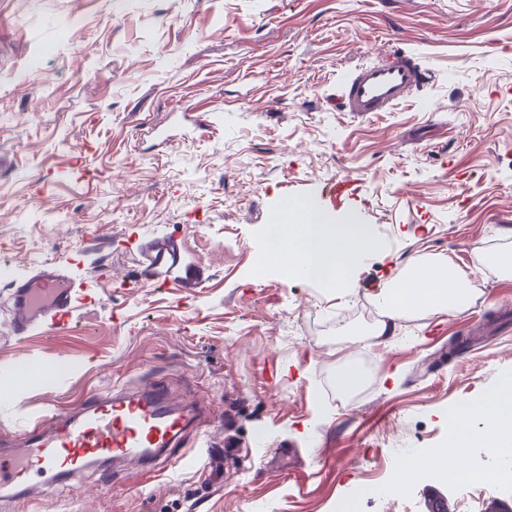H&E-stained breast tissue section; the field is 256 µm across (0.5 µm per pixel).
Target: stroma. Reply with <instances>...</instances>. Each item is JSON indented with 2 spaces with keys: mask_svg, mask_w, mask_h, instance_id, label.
<instances>
[{
  "mask_svg": "<svg viewBox=\"0 0 512 512\" xmlns=\"http://www.w3.org/2000/svg\"><path fill=\"white\" fill-rule=\"evenodd\" d=\"M78 19L79 31L66 22ZM414 55L425 83L394 111L332 107L358 64ZM350 181L344 201L333 197ZM313 201L370 228L340 290L253 272L276 214ZM181 245L167 284L146 245ZM0 384L17 359L62 369L24 411L167 383L210 418L151 476L109 464L0 512H421L410 468L457 413L512 374V0H0ZM425 256L471 302L374 336L366 311ZM47 265L89 295L66 328L12 336L14 287ZM208 277L180 288L183 268ZM376 380L345 404L350 353ZM264 437L269 451L211 458ZM406 481L379 503L371 482ZM180 251L178 242L158 241L145 248L140 264V278L144 284L155 282L166 265L162 262L166 256L173 257Z\"/></svg>",
  "mask_w": 512,
  "mask_h": 512,
  "instance_id": "1",
  "label": "stroma"
}]
</instances>
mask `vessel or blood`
Here are the masks:
<instances>
[{
  "label": "vessel or blood",
  "instance_id": "1",
  "mask_svg": "<svg viewBox=\"0 0 512 512\" xmlns=\"http://www.w3.org/2000/svg\"><path fill=\"white\" fill-rule=\"evenodd\" d=\"M421 66L406 53L364 63L346 74L336 102L343 111L366 116L390 112L419 88ZM180 246L158 241L144 251L143 283L155 282L165 257ZM79 296L68 277L46 269L18 286L12 298L15 334L43 327L63 328ZM205 418L199 405L174 406L159 382L133 392L104 393L85 400L71 414L46 402L26 431V447L0 452V495L33 498L84 472L98 461L122 462L155 471L170 449L181 446Z\"/></svg>",
  "mask_w": 512,
  "mask_h": 512
}]
</instances>
